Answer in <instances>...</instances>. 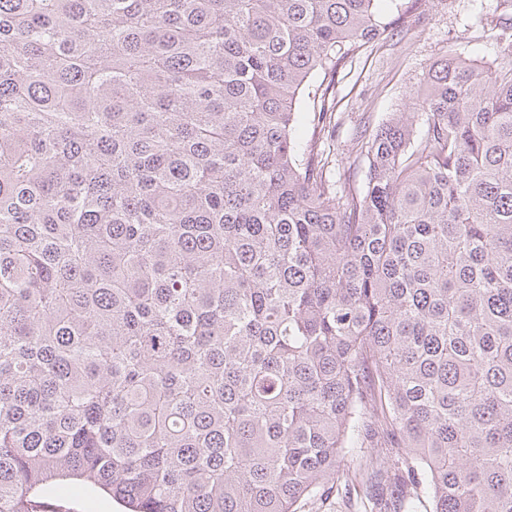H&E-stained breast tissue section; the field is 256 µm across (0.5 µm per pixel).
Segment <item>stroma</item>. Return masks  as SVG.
<instances>
[{
    "mask_svg": "<svg viewBox=\"0 0 512 512\" xmlns=\"http://www.w3.org/2000/svg\"><path fill=\"white\" fill-rule=\"evenodd\" d=\"M511 10L512 0H396L385 14L393 22L388 35L351 55L337 74L336 106L319 136L328 167H350V187L363 190L367 161L359 155L360 132H375L390 113L404 109L429 64L449 48L491 62V54L481 47L512 41L499 24L500 14ZM383 461L379 434L368 435L344 456L333 488L304 499L298 512H370L372 499L398 493L386 481L372 488L366 483L368 466Z\"/></svg>",
    "mask_w": 512,
    "mask_h": 512,
    "instance_id": "obj_1",
    "label": "stroma"
}]
</instances>
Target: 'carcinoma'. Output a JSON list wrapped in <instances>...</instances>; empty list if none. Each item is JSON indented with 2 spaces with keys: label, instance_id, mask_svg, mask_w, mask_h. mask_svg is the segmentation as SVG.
<instances>
[{
  "label": "carcinoma",
  "instance_id": "carcinoma-1",
  "mask_svg": "<svg viewBox=\"0 0 512 512\" xmlns=\"http://www.w3.org/2000/svg\"><path fill=\"white\" fill-rule=\"evenodd\" d=\"M387 0H0V512H512V44L451 49L341 190L308 81ZM380 447V436L371 433L363 444L349 448L339 471V480L330 490H321L304 499L297 512H371L370 498L397 496L399 489L390 482H382L373 488L366 483L367 466L383 465L384 448ZM70 512H123L116 501L103 495H95L80 484H69L65 496Z\"/></svg>",
  "mask_w": 512,
  "mask_h": 512
}]
</instances>
